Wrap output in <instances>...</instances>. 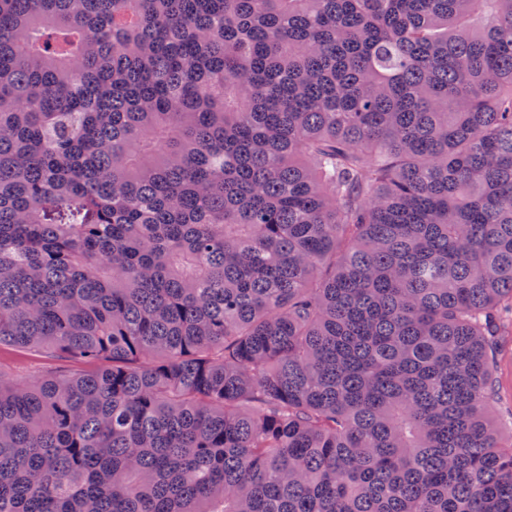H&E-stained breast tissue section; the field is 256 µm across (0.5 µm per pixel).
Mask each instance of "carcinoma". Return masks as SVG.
I'll list each match as a JSON object with an SVG mask.
<instances>
[{"instance_id": "cac0c4a2", "label": "carcinoma", "mask_w": 512, "mask_h": 512, "mask_svg": "<svg viewBox=\"0 0 512 512\" xmlns=\"http://www.w3.org/2000/svg\"><path fill=\"white\" fill-rule=\"evenodd\" d=\"M512 0H0V512H512ZM498 373L504 388V392L512 394V335L502 338L497 355ZM59 365L62 362L47 352H16L7 347L0 350V372L14 383H28Z\"/></svg>"}]
</instances>
